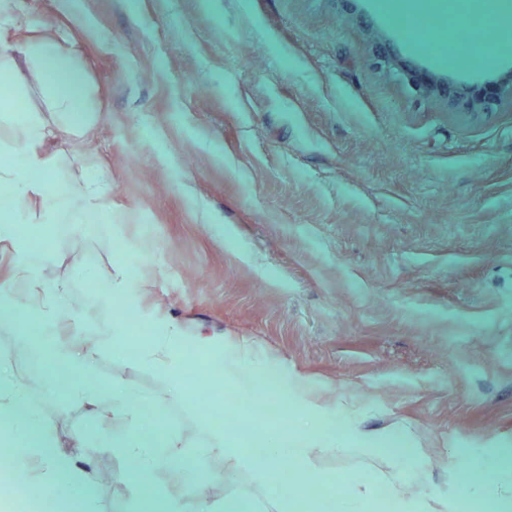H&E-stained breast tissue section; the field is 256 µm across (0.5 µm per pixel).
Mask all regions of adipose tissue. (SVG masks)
<instances>
[{
  "label": "adipose tissue",
  "mask_w": 512,
  "mask_h": 512,
  "mask_svg": "<svg viewBox=\"0 0 512 512\" xmlns=\"http://www.w3.org/2000/svg\"><path fill=\"white\" fill-rule=\"evenodd\" d=\"M20 27L27 32L22 55L0 50V74L8 79L0 113L17 127L14 143L0 145V246L14 258L11 273L0 278V322L30 321L20 344L48 365V388L64 386L73 406L105 417L100 444L126 464L133 512H251L250 499L240 493L225 494L218 506L198 493L203 474L196 463L202 459L220 460L228 471L249 467L266 512H295L302 499L318 512L320 504L311 501L309 490L322 459L351 447L362 456L364 469L345 479L347 512H512V459L500 456L465 468L469 498L406 495V486L425 479L428 455L420 444L401 430L363 431L351 411L330 410L322 385L307 374L269 364L265 351L241 336L224 337L214 349L209 363L215 376L249 393L272 381L278 397L292 402L306 422L292 426L278 418L275 432L262 430L244 438L204 420L197 439H184L162 412L166 403L183 397L185 336L176 325L151 338L127 362L128 367L151 370L160 382L158 391L141 393L116 378L107 399L97 386L83 382L99 348L120 347L126 328L119 322L105 325L91 342L81 343L85 314L71 309L66 282L46 280L48 256L31 242L54 224L111 223L106 173L87 164L73 187L56 190L44 153L61 135L92 134L99 116L75 44L21 26L11 0H0V39ZM34 74L41 79L44 107L17 110L13 102L27 92ZM0 442L13 447V468L33 473V488L47 496L50 512H95L87 474L56 440L24 372L2 356ZM286 461L295 481L282 488L271 475ZM162 474L168 478L163 485L158 482Z\"/></svg>",
  "instance_id": "obj_1"
}]
</instances>
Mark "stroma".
Here are the masks:
<instances>
[{"instance_id": "stroma-1", "label": "stroma", "mask_w": 512, "mask_h": 512, "mask_svg": "<svg viewBox=\"0 0 512 512\" xmlns=\"http://www.w3.org/2000/svg\"><path fill=\"white\" fill-rule=\"evenodd\" d=\"M25 21L81 45L101 119L95 138L58 139L60 182L84 160L110 176L108 224H61L46 274L86 298L114 263L143 280L104 320L135 346L171 323L187 336L189 397L165 411L196 438L208 379L196 336L258 342L281 366L354 402L362 429L407 427L432 444L426 492L449 494L473 458L512 454V99L477 116L419 91L418 62L467 88L512 86V50L485 73L422 46L378 0H14ZM394 43L386 65L378 42ZM34 396L62 442L95 422L63 391ZM156 376L112 350L90 382ZM231 403L229 431L264 428L253 399ZM112 470L97 512H128L123 461L98 444L76 454Z\"/></svg>"}]
</instances>
